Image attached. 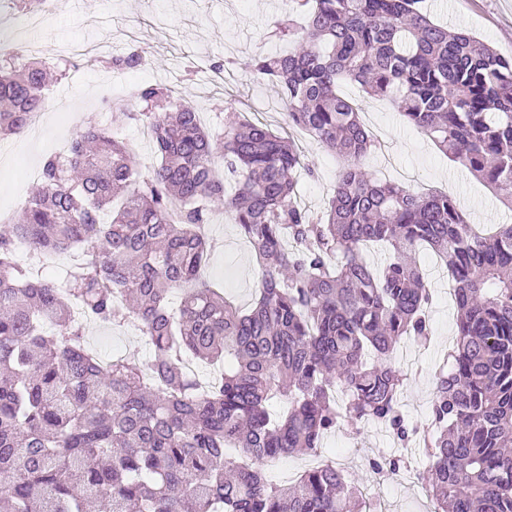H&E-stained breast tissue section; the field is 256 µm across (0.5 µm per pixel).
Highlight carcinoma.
<instances>
[{"mask_svg": "<svg viewBox=\"0 0 512 512\" xmlns=\"http://www.w3.org/2000/svg\"><path fill=\"white\" fill-rule=\"evenodd\" d=\"M257 54L288 123L345 160L327 214L295 202L307 169L295 142L239 112L224 132L165 84L110 107L112 124L146 125L158 162L143 172L110 129L83 128L48 156L41 186L0 236V512H363L336 466L291 487L268 482L281 457L312 452L343 422H374L408 445L400 341L427 340L432 295L411 253L430 248L454 284L457 338L435 373L430 459L435 512H512V224L474 231L455 198L374 180L378 148L340 82L392 100L450 158L512 202V60L465 31L433 23L422 0H296ZM138 48L110 58L134 69ZM46 62L0 56V138L46 103ZM230 213L261 266L251 308L202 278L212 215ZM383 242L375 269L363 254ZM78 251L59 286L16 258ZM182 290L178 311L170 294ZM95 322L135 323L152 350L109 363L84 344L74 308ZM234 362L206 393L184 362ZM348 398L339 404L333 386ZM287 403L273 414L268 403ZM237 450L229 459L226 449ZM373 469L393 476L400 456Z\"/></svg>", "mask_w": 512, "mask_h": 512, "instance_id": "1", "label": "carcinoma"}]
</instances>
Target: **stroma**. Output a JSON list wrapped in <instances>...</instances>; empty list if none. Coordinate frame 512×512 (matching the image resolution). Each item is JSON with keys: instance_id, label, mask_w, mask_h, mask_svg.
<instances>
[{"instance_id": "35a3bbf8", "label": "stroma", "mask_w": 512, "mask_h": 512, "mask_svg": "<svg viewBox=\"0 0 512 512\" xmlns=\"http://www.w3.org/2000/svg\"><path fill=\"white\" fill-rule=\"evenodd\" d=\"M294 0H99L85 9L79 0H55L53 12L39 27L28 29L30 39L45 47L44 60H52L64 44H107L113 53L130 46L144 48V63L123 72H110L106 64L87 65L73 57L66 79L49 85L75 115L65 124L49 113L42 127L29 136L0 139V211L18 214L35 181L30 171L43 158L71 140L83 123L109 125L111 97H104V77L112 79V95L145 84L176 87L194 105L204 127L220 130L227 113H244L254 122L267 124L279 136H293L303 150L310 174H299L297 201L316 214L328 206L342 159L327 151L300 130L288 127V117L276 88L254 73L250 60L259 53H282L286 44L268 40L274 20L292 8ZM432 18L449 30H463L486 42L501 56L512 59V0H424ZM224 63V71L213 68ZM342 95L355 99L367 127L380 145L367 156L364 167L375 179L400 182L419 193L453 195L469 223L483 229L512 224V209L474 174L457 168L427 136L409 126L386 99L370 96L356 85L343 83ZM214 242L207 277L222 284L224 293L239 307L254 297L258 265L254 252L224 211H216L210 226ZM433 288L430 311L431 336L427 344L401 343L415 360L401 393L402 410L414 424L430 423L434 374L456 337V313L448 298L447 268L443 260L426 251L416 253ZM87 346L103 357L123 351L150 361L152 352L143 336L130 325L88 324ZM398 446L385 427L362 423L329 434L313 454L281 458L266 474L277 485L296 482L308 467L329 462L359 485L364 498L380 512H434V501L418 478L428 465L423 449H411L410 467L398 480H379L372 462L393 456Z\"/></svg>"}]
</instances>
